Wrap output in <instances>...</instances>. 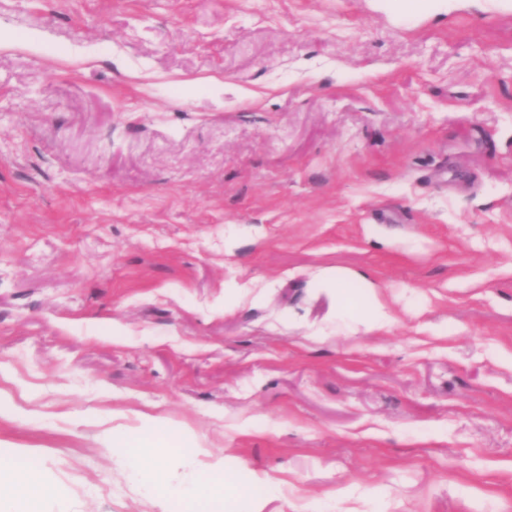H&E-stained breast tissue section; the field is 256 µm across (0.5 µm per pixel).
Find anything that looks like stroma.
<instances>
[{
    "label": "stroma",
    "instance_id": "obj_1",
    "mask_svg": "<svg viewBox=\"0 0 512 512\" xmlns=\"http://www.w3.org/2000/svg\"><path fill=\"white\" fill-rule=\"evenodd\" d=\"M0 456L44 512H512V0H0ZM334 265L391 316L329 333ZM171 427L167 481L122 431ZM274 487L259 484V477ZM224 480L214 479L204 485L199 484L195 478H190L182 482L175 493L197 496L201 498L224 499Z\"/></svg>",
    "mask_w": 512,
    "mask_h": 512
}]
</instances>
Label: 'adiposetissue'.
<instances>
[{
  "label": "adipose tissue",
  "instance_id": "ef3b65f1",
  "mask_svg": "<svg viewBox=\"0 0 512 512\" xmlns=\"http://www.w3.org/2000/svg\"><path fill=\"white\" fill-rule=\"evenodd\" d=\"M312 282L314 287L333 291L342 298L348 289L359 292L358 311L342 310L340 321L366 333L381 331L389 324L387 302L367 273L325 266L314 273ZM55 495V487L45 482L36 470L0 463V512H40L41 504Z\"/></svg>",
  "mask_w": 512,
  "mask_h": 512
}]
</instances>
